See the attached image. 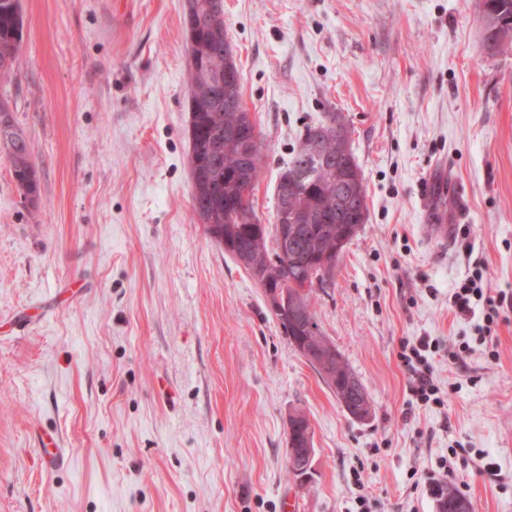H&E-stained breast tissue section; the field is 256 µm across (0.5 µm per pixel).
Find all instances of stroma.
Listing matches in <instances>:
<instances>
[{"instance_id":"1","label":"stroma","mask_w":512,"mask_h":512,"mask_svg":"<svg viewBox=\"0 0 512 512\" xmlns=\"http://www.w3.org/2000/svg\"><path fill=\"white\" fill-rule=\"evenodd\" d=\"M475 3L224 0L260 131L256 214L306 126L335 112L350 128L369 218L312 303L371 397L359 422L196 221L184 0H22L0 92L40 197L0 152V512H355L361 496L438 512L427 484L447 457L474 512H512V309L488 343L483 309L449 306L478 269L512 295V50L482 52ZM419 336L439 345L440 406L414 403L399 358ZM296 409L315 448L303 481L285 474ZM43 430L62 440L52 468Z\"/></svg>"}]
</instances>
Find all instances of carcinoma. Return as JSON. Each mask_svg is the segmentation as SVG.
Here are the masks:
<instances>
[{
  "label": "carcinoma",
  "mask_w": 512,
  "mask_h": 512,
  "mask_svg": "<svg viewBox=\"0 0 512 512\" xmlns=\"http://www.w3.org/2000/svg\"><path fill=\"white\" fill-rule=\"evenodd\" d=\"M483 32L491 23L505 18L512 19V0H479ZM212 12L211 28L201 32L200 40L187 41L190 74L189 147L190 154L213 153V169L202 173L191 169L192 209L198 223L207 232H216L222 238L238 243V253L230 254L234 260H243V266H263L277 269L280 259L278 249L268 243H257L247 237L245 225L231 219L224 210V200L241 198L242 189L252 191L262 170L261 149L244 158L234 145H222L214 150L217 142L224 141V128L242 121L244 111L224 110V66L234 62L232 46L224 30V0H185L184 31L199 26L200 15ZM25 31V18L21 0H0V78L11 73L17 60V52ZM7 131L0 135V148L5 149L6 159L13 177L24 197L31 203L40 196V178L31 161L25 131L14 118V107L7 98L0 97V123ZM349 168H338L319 176L310 188L288 195V206L294 208L328 209L338 206L340 186L353 180ZM286 288L304 290L302 302L311 307L310 294L315 284L309 270L295 266L288 268Z\"/></svg>",
  "instance_id": "1"
}]
</instances>
